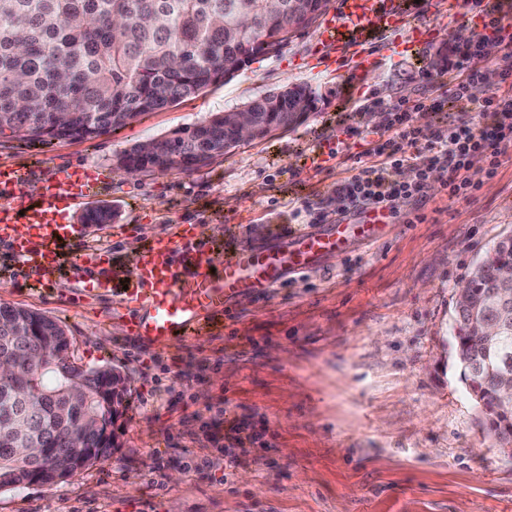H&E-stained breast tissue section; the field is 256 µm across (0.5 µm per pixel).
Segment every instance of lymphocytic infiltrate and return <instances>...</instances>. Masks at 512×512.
Here are the masks:
<instances>
[{"mask_svg":"<svg viewBox=\"0 0 512 512\" xmlns=\"http://www.w3.org/2000/svg\"><path fill=\"white\" fill-rule=\"evenodd\" d=\"M482 14V33L469 43L454 47L448 58V69L456 76L451 93L461 104V118L446 127L416 125L414 114L442 111L444 102L438 96L410 104H385L389 138L366 148L373 164L359 165L354 176L336 187L345 195L350 210L380 207L398 197L410 200L419 210L427 201V187L434 182L441 183L453 195L475 189L468 172L477 159L485 164V177L496 174L500 158L512 142V55L498 53L504 41L501 13L486 8ZM491 59L499 69V86L479 108H471V90L482 82L484 64ZM402 166L412 170V179L390 182L386 177L388 169Z\"/></svg>","mask_w":512,"mask_h":512,"instance_id":"lymphocytic-infiltrate-1","label":"lymphocytic infiltrate"}]
</instances>
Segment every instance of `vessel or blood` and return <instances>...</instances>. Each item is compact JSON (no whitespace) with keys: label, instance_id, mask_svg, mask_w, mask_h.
Returning a JSON list of instances; mask_svg holds the SVG:
<instances>
[{"label":"vessel or blood","instance_id":"1","mask_svg":"<svg viewBox=\"0 0 512 512\" xmlns=\"http://www.w3.org/2000/svg\"><path fill=\"white\" fill-rule=\"evenodd\" d=\"M438 33L437 26L412 19L404 0H341L315 36L317 52H335L361 73L374 61V39L398 35L400 49L419 47ZM30 170L0 167V190L12 195L19 210H0V236L10 240L16 259L31 268L42 285L56 283L59 246L73 232L64 221L67 211L89 199L102 183L97 175L74 166L54 170L37 195H29ZM390 222L383 208H369L353 218L318 232L291 231L284 245L256 246L227 254L212 269L200 225L183 224L171 238H160L144 249L133 268L113 262L104 250L82 252L78 266L91 269L88 293H119L128 304L144 308L130 322V332L142 344L163 349L195 335L203 321L218 320L234 300L260 295L286 274L299 273L356 240L372 241Z\"/></svg>","mask_w":512,"mask_h":512}]
</instances>
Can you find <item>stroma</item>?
<instances>
[{"mask_svg": "<svg viewBox=\"0 0 512 512\" xmlns=\"http://www.w3.org/2000/svg\"><path fill=\"white\" fill-rule=\"evenodd\" d=\"M472 10L415 53L390 40L364 76L321 64L316 27L198 95L93 140L31 144L0 136V166L44 161L104 172L96 197L73 206L71 251L117 247L133 267L154 239L201 225L212 267L226 248L282 243L290 229L335 223L338 182L380 129L374 99L447 93L442 64L478 33ZM289 84L309 85L303 122L247 141L210 165L124 175L118 157ZM474 160L467 196L430 186L424 221L404 198L375 242L290 274L266 295L231 303L217 327L164 350L128 332L119 297L83 290V270L36 288L4 256L0 305L40 312L69 338L68 359L129 381L107 459L66 480L0 489V512H512V461L483 424L453 352L456 290L512 232V146L492 178ZM107 205L108 224L82 216Z\"/></svg>", "mask_w": 512, "mask_h": 512, "instance_id": "35a3bbf8", "label": "stroma"}]
</instances>
